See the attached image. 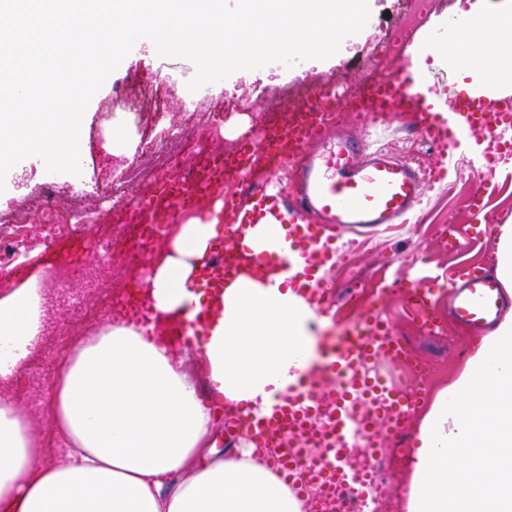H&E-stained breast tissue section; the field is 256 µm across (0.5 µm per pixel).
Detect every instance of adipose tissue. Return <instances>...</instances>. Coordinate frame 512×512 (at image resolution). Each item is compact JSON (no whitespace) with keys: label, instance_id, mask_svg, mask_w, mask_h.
<instances>
[{"label":"adipose tissue","instance_id":"adipose-tissue-1","mask_svg":"<svg viewBox=\"0 0 512 512\" xmlns=\"http://www.w3.org/2000/svg\"><path fill=\"white\" fill-rule=\"evenodd\" d=\"M476 26L452 31L471 58L456 67L458 91L476 71L512 89V0L473 6ZM217 215L178 226L149 278L158 315L194 318L198 270L221 231ZM35 280L0 297V378L26 358L42 324ZM317 308L280 276L241 267L204 335L181 350L153 322L105 323L62 363L55 424L68 446L46 462L29 419L0 396V512H305V500L258 456L254 442L221 455L205 404L265 413L287 397L312 357ZM204 370L198 384L188 362ZM406 512H512V312L476 343L466 367L441 387L416 425Z\"/></svg>","mask_w":512,"mask_h":512}]
</instances>
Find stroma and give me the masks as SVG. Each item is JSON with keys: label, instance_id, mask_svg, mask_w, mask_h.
Returning <instances> with one entry per match:
<instances>
[{"label": "stroma", "instance_id": "stroma-1", "mask_svg": "<svg viewBox=\"0 0 512 512\" xmlns=\"http://www.w3.org/2000/svg\"><path fill=\"white\" fill-rule=\"evenodd\" d=\"M376 5L370 32L351 42L346 51L326 60L306 61L290 68L270 63L256 70H240L221 82L203 86L197 97L181 95L196 72L190 61L161 58L149 52L144 43H135L85 111L81 124L80 175L47 172L37 156L23 159L6 176L5 189L0 192V217L23 207L27 210L28 223H43L41 212L29 207L28 202L48 182L72 184L73 190L67 196L69 205L89 212L101 206L96 184L113 166L127 161L126 156L113 153L112 131L121 130L129 144H136L139 136L149 129L152 110L147 100L138 103L116 100L117 84L162 83L176 88L178 94L171 97L165 116L166 122L174 125L182 122L184 113L209 112L214 107H222L223 124L211 139L212 147L217 149L245 136L257 137L261 124L258 108L271 104L277 106L279 112H287L290 97L314 95L317 87L336 76L350 78L353 88L367 89L388 70L372 51L373 34L402 18L406 2L376 0ZM349 131L365 136L372 147L384 149L400 159L428 161L434 156L431 143L405 130L400 120L365 129L353 125ZM478 186L483 187L488 207L498 223L512 219V170L501 172L484 183L467 160L460 157L449 167L447 180L423 190L416 224H391L375 232H355L354 237L363 242V249L351 264L340 262L326 270L337 294L324 335L338 333L349 321L360 316L367 301H374L394 331L411 341L416 362L436 366L433 388L453 382L472 353L476 331L449 323L448 300L444 297L440 298L436 309L442 328L430 331L422 321L406 315L403 297L392 284L417 274L432 279L435 288L441 289L447 286L460 262L493 267L495 250L483 245L479 224L468 204L472 190ZM457 238L470 240V247L457 251L453 246ZM43 251L41 237H31L28 248L17 256L14 264L0 268V280L8 282L10 287H19L42 270ZM129 313V308L120 304L94 309L87 318L66 305L51 308L47 315L49 334L41 336L39 348L22 360L8 381L0 385L31 417L43 448V460L53 459L63 442L53 423V393L38 380V373L49 371L58 356L74 350L76 326H84L92 336L105 321H116Z\"/></svg>", "mask_w": 512, "mask_h": 512}]
</instances>
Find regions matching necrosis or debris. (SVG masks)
I'll return each mask as SVG.
<instances>
[{"instance_id": "1", "label": "necrosis or debris", "mask_w": 512, "mask_h": 512, "mask_svg": "<svg viewBox=\"0 0 512 512\" xmlns=\"http://www.w3.org/2000/svg\"><path fill=\"white\" fill-rule=\"evenodd\" d=\"M169 95L165 86L156 88L154 111L158 119L150 133L138 141L135 156L150 160L161 175L176 176L194 171L207 156L204 138L220 126L221 118L216 112H190L182 127L166 126L160 116L167 109ZM134 174L130 168L113 171L105 178L98 187L103 205L92 214L66 208L63 187L54 182L45 184L35 201L36 208L50 218L44 227L48 272L39 280V287L66 288L80 277L98 278L102 267L115 265L128 276L126 301L135 307L146 304L147 283L140 273L137 257L143 250L151 257H160L169 233L153 232L148 225L130 221L126 190ZM101 224L116 225V233L98 236L95 249L82 260L75 263L64 260L57 244L70 229ZM330 453V448L317 446L304 463L311 489V512H344L348 490L352 487L362 493L358 512H401L399 496L389 493L387 487L394 482L399 465L408 458L409 447L396 442L378 453L366 448L346 449L342 454L345 479L333 487L323 479V464Z\"/></svg>"}]
</instances>
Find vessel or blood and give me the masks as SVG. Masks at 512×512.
Masks as SVG:
<instances>
[{
	"label": "vessel or blood",
	"mask_w": 512,
	"mask_h": 512,
	"mask_svg": "<svg viewBox=\"0 0 512 512\" xmlns=\"http://www.w3.org/2000/svg\"><path fill=\"white\" fill-rule=\"evenodd\" d=\"M471 23V18L459 15L447 27L402 26L398 32L404 48L451 64L457 54L446 49L448 32ZM430 82L427 70L407 61L396 73L374 81L354 103L341 102L335 86H324L287 120L264 128L260 140H240L229 157L211 151L192 177L165 178L149 195L135 198L130 208L140 223L155 226L221 203L224 234L213 241L210 261L201 271L213 299L221 298L225 282L237 271L235 261L225 258L232 250L238 259L276 270L288 286L302 288L315 303L327 305L333 285L320 270L351 229L374 231L405 223L424 187L447 178L448 156L463 149H476L490 173L512 161V99L497 97L494 85L481 77L471 96L439 112L428 97ZM343 114L363 125L410 115L415 130L432 140L441 159L423 167L371 149L365 139L331 133L330 121ZM290 154L303 155L305 162L295 172L292 195L286 197L278 188L276 161ZM257 224H283L287 231L272 248L257 252L244 242L246 230ZM306 251L316 261L297 269L295 255ZM403 288L412 310L433 322L431 307L438 297L432 284L412 277ZM448 304L455 325L478 330L494 323L512 305V296L494 274L464 267L448 289ZM377 357L406 361L411 352L373 307L343 332L316 343L313 359L287 400L267 416L247 413L240 420L257 430L265 447L291 438L305 442L319 397L326 392L336 415L332 447L363 442L371 433L353 424L347 401L372 400L376 388L370 370ZM385 395L391 403L390 424L399 426L411 414L416 397L399 389L386 390Z\"/></svg>",
	"instance_id": "1"
}]
</instances>
